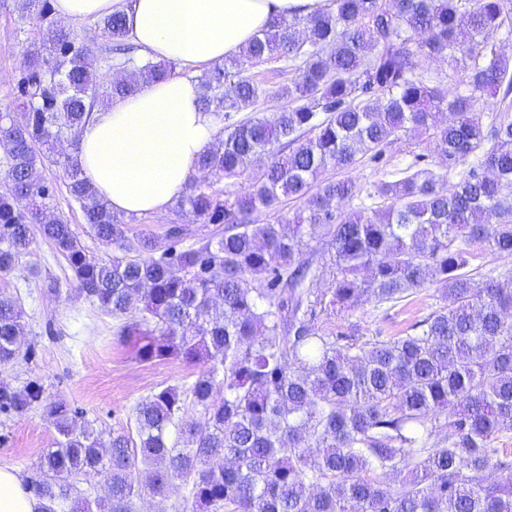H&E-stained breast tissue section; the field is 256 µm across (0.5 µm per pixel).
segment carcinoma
I'll list each match as a JSON object with an SVG mask.
<instances>
[{"label":"carcinoma","mask_w":512,"mask_h":512,"mask_svg":"<svg viewBox=\"0 0 512 512\" xmlns=\"http://www.w3.org/2000/svg\"><path fill=\"white\" fill-rule=\"evenodd\" d=\"M15 2L38 38L23 51L16 107L0 115L10 143L0 157V275L38 234L78 295L119 319L118 335L136 337L139 361L199 367L190 384L132 408L135 433L108 438L41 380L0 382V415L40 409L57 432L29 481L42 512H136L178 481L190 489L176 512H512V452L499 447L512 431V272L470 269L476 246L512 256V62L497 42L512 34V0H329L274 20L241 58L197 77L201 106L224 127L179 205L224 235L186 245L174 226L160 254L151 237L128 236L84 177L77 131L95 107L174 64L138 57L113 13L95 28L108 59L131 73L100 76L94 42L51 20L49 0ZM445 58L463 60L465 89L427 77L425 65ZM254 63L290 75L272 122L236 119L268 97L244 75ZM445 111L452 119L441 122ZM416 134L440 171L417 155L367 193L381 204L340 212L362 187L324 171L383 165L388 145ZM65 140L73 149L61 156ZM261 156L266 166L239 193ZM47 162L64 169L109 260L87 256L54 211L55 185L33 181ZM284 199L302 202L286 224ZM314 237L325 241L326 290L304 257ZM428 286L439 304L404 336L318 327L364 297L394 305ZM23 319L19 298L1 291V367L22 357ZM191 408L199 418L187 419ZM395 472L406 473L397 485ZM92 479L101 494L90 502L79 484Z\"/></svg>","instance_id":"carcinoma-1"}]
</instances>
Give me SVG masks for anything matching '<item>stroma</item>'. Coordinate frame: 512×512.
Returning a JSON list of instances; mask_svg holds the SVG:
<instances>
[{
	"label": "stroma",
	"mask_w": 512,
	"mask_h": 512,
	"mask_svg": "<svg viewBox=\"0 0 512 512\" xmlns=\"http://www.w3.org/2000/svg\"><path fill=\"white\" fill-rule=\"evenodd\" d=\"M36 35L35 26L18 18L14 0H0V112L14 107L22 51ZM418 153L427 155L430 167L439 168L440 160L426 138L416 136L388 147L386 167L362 162L352 175L368 187L386 179L390 170L407 166ZM38 173L58 185L57 211L78 232L88 257L110 258V250L88 232L79 207L69 203L62 188V168L45 165ZM174 225L184 229L190 244L224 232L223 225L201 223L174 203L161 213L128 219L130 235H149L160 250L168 246V230ZM1 290L21 297L26 323L23 345L31 355L0 367V381L20 386L35 377L42 379L49 395L82 408L86 419L104 434L133 430L131 410L138 401L164 386L183 384L194 374L193 367L176 359L140 362L134 338L118 335V319L75 294L70 272L43 239H35L13 273L0 277ZM435 306L433 289L425 288L392 307L360 302L348 318L366 335L389 338L405 335ZM55 437L41 411L22 418L0 415V466L14 468L27 479L35 477L38 458Z\"/></svg>",
	"instance_id": "1"
}]
</instances>
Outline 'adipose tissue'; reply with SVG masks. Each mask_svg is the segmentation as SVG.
<instances>
[{
  "instance_id": "obj_1",
  "label": "adipose tissue",
  "mask_w": 512,
  "mask_h": 512,
  "mask_svg": "<svg viewBox=\"0 0 512 512\" xmlns=\"http://www.w3.org/2000/svg\"><path fill=\"white\" fill-rule=\"evenodd\" d=\"M318 0H53L63 21L125 16L127 37L156 61L191 69L240 54L273 19L309 14ZM199 88L172 75L94 109L77 133L80 166L114 211H162L196 173L221 128L198 105ZM0 512H41L15 469L0 467Z\"/></svg>"
}]
</instances>
